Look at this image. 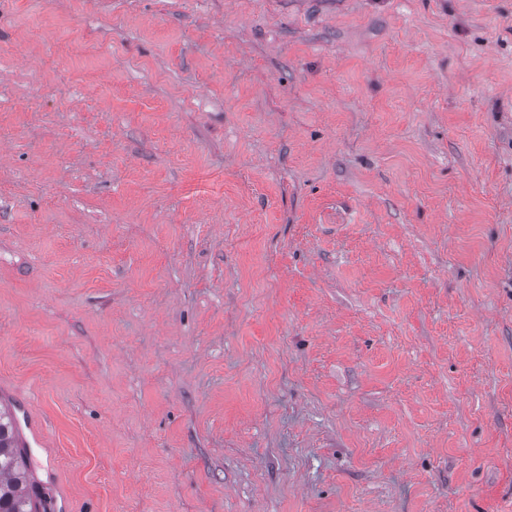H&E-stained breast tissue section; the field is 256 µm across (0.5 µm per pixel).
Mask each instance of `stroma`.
<instances>
[{
	"mask_svg": "<svg viewBox=\"0 0 512 512\" xmlns=\"http://www.w3.org/2000/svg\"><path fill=\"white\" fill-rule=\"evenodd\" d=\"M0 407L49 512H512V0H0Z\"/></svg>",
	"mask_w": 512,
	"mask_h": 512,
	"instance_id": "stroma-1",
	"label": "stroma"
}]
</instances>
